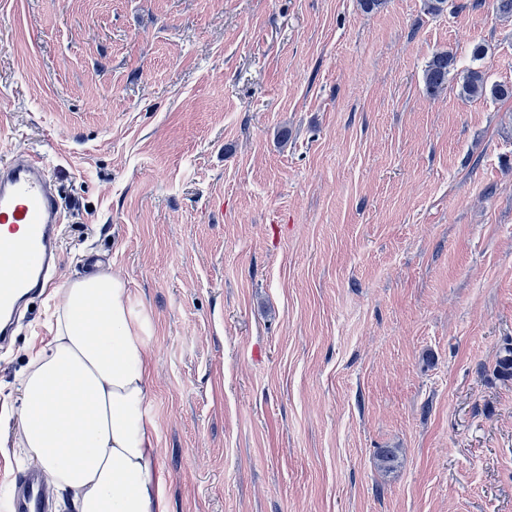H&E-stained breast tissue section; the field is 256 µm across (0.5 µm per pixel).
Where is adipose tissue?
I'll return each instance as SVG.
<instances>
[{
    "label": "adipose tissue",
    "mask_w": 512,
    "mask_h": 512,
    "mask_svg": "<svg viewBox=\"0 0 512 512\" xmlns=\"http://www.w3.org/2000/svg\"><path fill=\"white\" fill-rule=\"evenodd\" d=\"M18 379L15 446L74 512H168L146 419L150 362L124 279L108 269L65 282Z\"/></svg>",
    "instance_id": "adipose-tissue-1"
}]
</instances>
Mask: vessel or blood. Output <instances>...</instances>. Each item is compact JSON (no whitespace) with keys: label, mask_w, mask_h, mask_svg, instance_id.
Here are the masks:
<instances>
[{"label":"vessel or blood","mask_w":512,"mask_h":512,"mask_svg":"<svg viewBox=\"0 0 512 512\" xmlns=\"http://www.w3.org/2000/svg\"><path fill=\"white\" fill-rule=\"evenodd\" d=\"M62 221L59 196L52 191L40 156L0 164V342L11 336L22 303L49 291L58 264ZM0 512H48L40 476L16 474L12 494L0 501Z\"/></svg>","instance_id":"obj_1"}]
</instances>
